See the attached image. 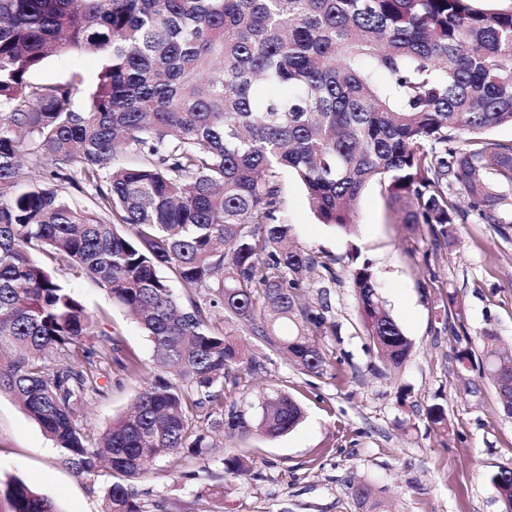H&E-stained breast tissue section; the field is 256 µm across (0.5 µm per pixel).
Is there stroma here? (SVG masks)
<instances>
[{
    "mask_svg": "<svg viewBox=\"0 0 512 512\" xmlns=\"http://www.w3.org/2000/svg\"><path fill=\"white\" fill-rule=\"evenodd\" d=\"M99 64L79 51L51 57L30 82L74 83L81 107ZM24 179L57 190L70 204L95 205V190L77 164L30 163ZM281 198L296 244L319 263L301 299L326 317L319 344L328 367L320 376L305 374L257 339L241 337L243 359L259 370L225 382L224 402L243 406L263 390L279 389L302 405L304 419L277 438L227 434L215 437L205 455L159 459L135 482L141 498L158 502L157 512H358L352 486L365 481L391 512H502L490 476L512 463V417L478 370L459 373L456 355L476 347L488 328L512 348V235H500L493 224H457L445 238L425 224L408 231L376 185L358 198L350 235L317 220L291 175L281 178ZM365 263L412 342L411 357L398 370L382 364L361 324L351 277ZM55 275L101 322L105 337L90 340V347L112 349L99 365L104 393L88 400L79 421L95 438L130 408L144 381L120 359L131 352L151 367L153 347L105 288L74 268ZM434 405L445 423L430 419ZM235 454L251 463L247 479L224 474L221 458ZM17 478L32 482L58 512H102L112 481L106 471L76 474L15 400L0 393V512L8 510L2 491Z\"/></svg>",
    "mask_w": 512,
    "mask_h": 512,
    "instance_id": "35a3bbf8",
    "label": "stroma"
}]
</instances>
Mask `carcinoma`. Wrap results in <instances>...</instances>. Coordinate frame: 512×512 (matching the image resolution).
<instances>
[{"mask_svg":"<svg viewBox=\"0 0 512 512\" xmlns=\"http://www.w3.org/2000/svg\"><path fill=\"white\" fill-rule=\"evenodd\" d=\"M472 2L0 0V391L76 473L111 470L104 512H150L134 480L162 457L207 453L217 431L276 438L302 419L277 390L252 416L224 408V380L244 367L235 336L308 374L327 366L316 341L325 317L298 302L316 260L289 245L281 173L304 185L321 223L346 233L378 182L411 232L427 224L446 237L474 216L506 234L512 196L486 175L512 187V142L484 134L512 126V10ZM75 49L101 59L84 110L73 83L29 82ZM29 136L42 156L80 165L97 209L20 187ZM121 152L138 162L111 166ZM35 250L105 287L153 345L133 410L94 440L78 418L103 394L90 367L106 351L86 340L105 332ZM352 285L378 357L402 367L412 343L369 264ZM480 342L482 375L512 416V356L491 329ZM222 464L232 478L250 473L243 456ZM491 482L512 509V465ZM353 495L359 512H386L370 484ZM5 496L9 512H57L20 479Z\"/></svg>","mask_w":512,"mask_h":512,"instance_id":"obj_1","label":"carcinoma"}]
</instances>
